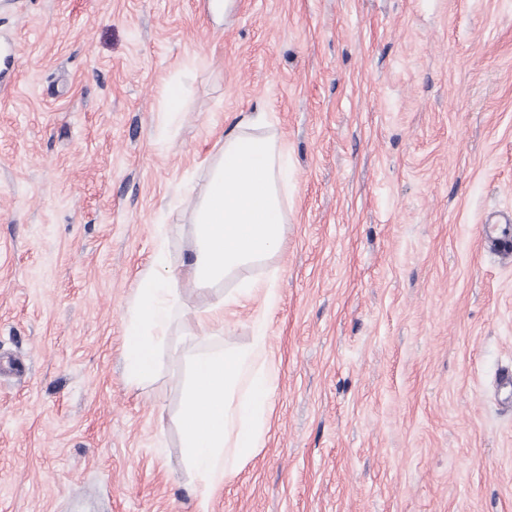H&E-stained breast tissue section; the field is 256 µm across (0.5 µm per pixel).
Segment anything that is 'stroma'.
I'll list each match as a JSON object with an SVG mask.
<instances>
[{
    "mask_svg": "<svg viewBox=\"0 0 512 512\" xmlns=\"http://www.w3.org/2000/svg\"><path fill=\"white\" fill-rule=\"evenodd\" d=\"M0 512H512V0H0ZM183 109L169 120L165 89ZM288 152L278 298L172 336L138 388L123 316L242 115ZM275 377L262 444L200 509L191 356ZM482 244L501 260H512V215L510 217H488Z\"/></svg>",
    "mask_w": 512,
    "mask_h": 512,
    "instance_id": "35a3bbf8",
    "label": "stroma"
}]
</instances>
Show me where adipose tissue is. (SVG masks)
Masks as SVG:
<instances>
[{
	"mask_svg": "<svg viewBox=\"0 0 512 512\" xmlns=\"http://www.w3.org/2000/svg\"><path fill=\"white\" fill-rule=\"evenodd\" d=\"M264 124L263 113L243 116L212 155L202 190L188 193L187 263L170 267L160 250L139 275L123 317L129 387H140L153 377L169 348L173 327L187 336H212L223 326L226 308L259 292L266 302H274L272 284L241 275L281 248L288 222L286 155L275 136L264 132ZM231 278L236 279V288L224 291ZM187 288L209 290L213 296L204 308L193 309L182 299Z\"/></svg>",
	"mask_w": 512,
	"mask_h": 512,
	"instance_id": "obj_1",
	"label": "adipose tissue"
}]
</instances>
